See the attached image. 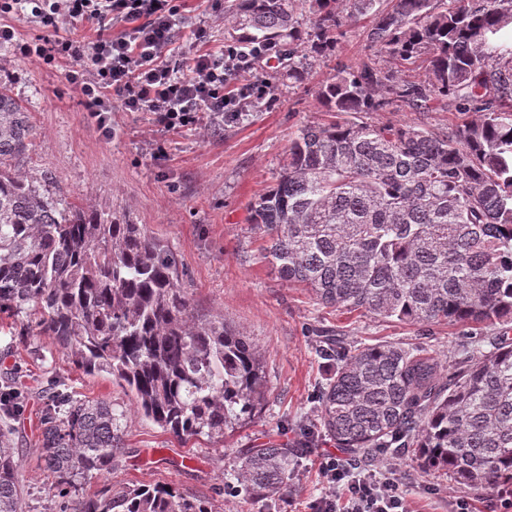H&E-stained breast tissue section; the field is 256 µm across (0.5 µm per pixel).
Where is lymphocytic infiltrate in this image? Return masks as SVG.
Here are the masks:
<instances>
[{
	"label": "lymphocytic infiltrate",
	"instance_id": "obj_1",
	"mask_svg": "<svg viewBox=\"0 0 512 512\" xmlns=\"http://www.w3.org/2000/svg\"><path fill=\"white\" fill-rule=\"evenodd\" d=\"M31 6L44 33L32 40L17 37L0 24V43H11L17 56L46 64L71 60L70 74L84 98L90 121L105 127L113 101L129 112L156 114L165 128L184 127L199 113L221 115L242 111L248 101L266 98L271 84L258 74L279 56L276 44L259 43L250 50L225 46L221 52L194 54L186 69L167 58L182 0H0V17ZM90 25L91 42L58 35V16ZM122 25L114 33V25ZM321 472L327 491L314 512H410L393 467L375 473L354 471L351 464L324 457Z\"/></svg>",
	"mask_w": 512,
	"mask_h": 512
}]
</instances>
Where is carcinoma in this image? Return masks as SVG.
I'll return each mask as SVG.
<instances>
[{
  "label": "carcinoma",
  "instance_id": "1",
  "mask_svg": "<svg viewBox=\"0 0 512 512\" xmlns=\"http://www.w3.org/2000/svg\"><path fill=\"white\" fill-rule=\"evenodd\" d=\"M227 10L232 43L276 44L290 81L336 52L347 20L370 19L371 50L400 64L370 58L317 86L327 119L297 129L273 184L248 206L268 263L326 306L496 331L479 359L450 366L391 342L322 350L336 369L320 426L354 456L395 444L460 485L512 484V0H229ZM450 105L477 117L441 131L364 119ZM255 116L226 112L210 126ZM34 134L0 80V314L34 316L26 335L111 376L139 413L185 440L222 439L255 417L267 395L257 348L224 319L194 315L184 272L129 212L70 201L53 176L27 173ZM3 418L0 512H25ZM40 435L61 493L110 474L121 448L112 403L69 392L46 394ZM292 465L287 447L250 448L242 478L277 494ZM63 512L213 510L156 484L77 495Z\"/></svg>",
  "mask_w": 512,
  "mask_h": 512
}]
</instances>
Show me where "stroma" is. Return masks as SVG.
<instances>
[{
	"label": "stroma",
	"mask_w": 512,
	"mask_h": 512,
	"mask_svg": "<svg viewBox=\"0 0 512 512\" xmlns=\"http://www.w3.org/2000/svg\"><path fill=\"white\" fill-rule=\"evenodd\" d=\"M201 21L210 31L208 50H222L234 26L232 15L213 0H188L172 55L195 54L193 30ZM370 52L365 22L349 23L336 56L316 63L304 84L277 82L249 123L212 135L199 126L168 130L154 113L128 112L116 102L112 133L106 136L88 121L81 92L68 80V65L29 62L0 48V75L14 78V92L24 99L36 128L28 168L55 176L69 199L126 210L145 225L184 272V292L195 315L223 318L230 330L255 344L268 385L259 413L223 441L205 436L185 441L134 412L130 397L111 377L83 373L44 337L0 331V377L10 376L29 390L25 411L10 420L27 512H60L64 505L41 462L36 427L41 397L56 385L82 399L110 401L120 416L123 448L111 474L83 483L80 495L169 484L208 500L213 512H310L311 502L325 493L321 459L346 456L312 427L333 371L318 353L321 336H341L349 348L388 341L450 358L463 353L476 358L487 350L486 339L458 326L401 324L321 305L309 289L288 284L264 260L263 241L247 220L248 204L285 163L292 135L322 120L317 83ZM369 118L380 125L408 122L441 130L463 116L393 108ZM273 443L294 450L289 488L271 497L248 494L241 454ZM388 461L396 466L413 512H448L454 497L469 499L477 512H512V494L478 491L442 471L421 472L410 448L376 451L359 464L368 470Z\"/></svg>",
	"instance_id": "35a3bbf8"
}]
</instances>
